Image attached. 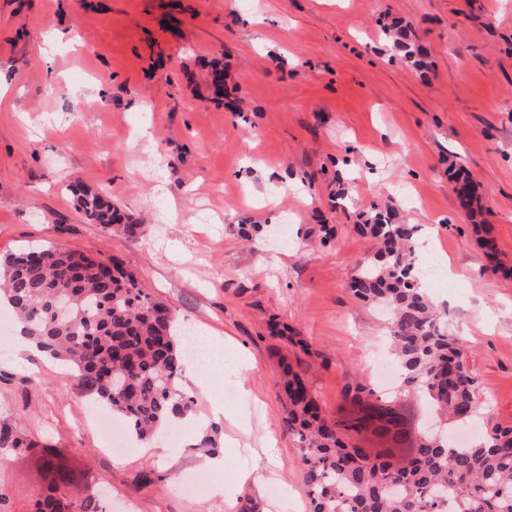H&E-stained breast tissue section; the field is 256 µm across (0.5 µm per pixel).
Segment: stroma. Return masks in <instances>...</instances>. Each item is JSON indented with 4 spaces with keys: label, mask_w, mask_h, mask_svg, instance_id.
<instances>
[{
    "label": "stroma",
    "mask_w": 512,
    "mask_h": 512,
    "mask_svg": "<svg viewBox=\"0 0 512 512\" xmlns=\"http://www.w3.org/2000/svg\"><path fill=\"white\" fill-rule=\"evenodd\" d=\"M0 86V256L116 258L224 354L199 367L207 390L181 375L197 405L179 447L110 456L63 366L0 353V418L60 449L108 512H237L248 494L309 512L274 380L300 363L332 417L374 377L386 316L350 283L378 215L440 249L448 273L424 286L470 349L480 431L512 425V0H0ZM76 184L147 232L88 223Z\"/></svg>",
    "instance_id": "stroma-1"
}]
</instances>
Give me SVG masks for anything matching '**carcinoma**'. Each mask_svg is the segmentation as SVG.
I'll use <instances>...</instances> for the list:
<instances>
[{
    "label": "carcinoma",
    "mask_w": 512,
    "mask_h": 512,
    "mask_svg": "<svg viewBox=\"0 0 512 512\" xmlns=\"http://www.w3.org/2000/svg\"><path fill=\"white\" fill-rule=\"evenodd\" d=\"M91 224L124 233H145L123 223L112 201L69 186ZM378 241L374 259L361 262L351 284L354 296L389 311V350L403 383L420 389L439 412L455 419L477 414L480 397L462 342L421 286L413 228L408 224H359ZM24 325V333L52 358L67 363L84 394L117 415L131 437L149 440L191 411L194 400L180 387L184 348L173 332V313L138 288L132 274L111 259L52 244L27 247L0 259V296ZM275 385L287 406L284 431L301 453L311 512H512V426L495 425L488 437L462 448L448 437L419 430L399 458L350 445L362 422L344 410L325 416L306 380L285 366ZM352 405L370 408L385 448L401 447L396 404L360 381ZM37 455L36 487L23 502L0 481V512H103L101 499L80 493L81 477L60 452L17 425L0 420V453Z\"/></svg>",
    "instance_id": "carcinoma-1"
}]
</instances>
